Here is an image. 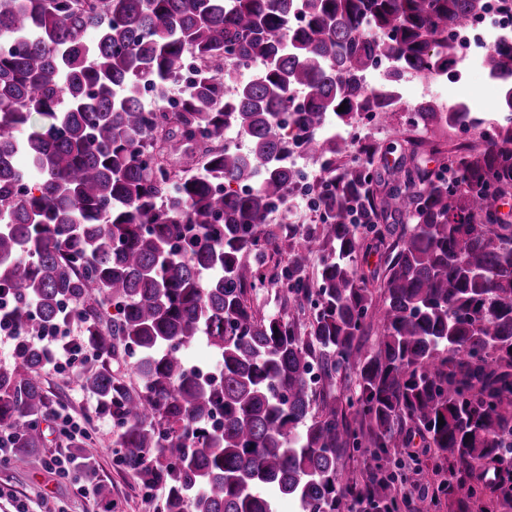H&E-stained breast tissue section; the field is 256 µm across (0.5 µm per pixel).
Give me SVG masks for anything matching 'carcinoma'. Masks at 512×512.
<instances>
[{
	"label": "carcinoma",
	"mask_w": 512,
	"mask_h": 512,
	"mask_svg": "<svg viewBox=\"0 0 512 512\" xmlns=\"http://www.w3.org/2000/svg\"><path fill=\"white\" fill-rule=\"evenodd\" d=\"M483 9L0 0V299L18 332L14 363L0 365V431L14 457L45 447L52 412L48 355L29 337L73 320L97 365L70 383L112 419L118 466L146 490L166 488L163 512H276V495L296 512H399L398 483L415 471L361 480L340 461L350 449L378 459L416 434L448 461V512H512V224L499 212L512 192V35L484 55L506 83L499 115L410 107V162L393 168L388 192L374 170L387 150L368 141L345 162L348 139L326 131L332 118L352 132L365 114L401 109L362 84L377 58L394 90L455 69L448 31ZM189 59L177 111L147 109L141 90L166 103ZM252 60L255 77L228 82ZM35 115L44 123L32 130ZM457 130L481 142L422 167ZM228 131L247 146L227 145ZM297 155L322 175L304 230L272 223ZM380 248V265L360 273ZM269 251L270 283L307 321L254 307L263 263L250 256ZM201 338L217 376L180 357ZM121 356L135 358L140 386L112 373Z\"/></svg>",
	"instance_id": "cac0c4a2"
}]
</instances>
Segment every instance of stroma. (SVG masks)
<instances>
[{
  "mask_svg": "<svg viewBox=\"0 0 512 512\" xmlns=\"http://www.w3.org/2000/svg\"><path fill=\"white\" fill-rule=\"evenodd\" d=\"M441 90L477 111L496 115L500 109L501 89L495 84H477L468 72H452L442 76ZM44 388L57 410H65L74 417L85 420L98 456L95 463L97 483L107 485L111 491L109 502L84 499L76 485L47 468L46 459L55 453H69L65 437L54 433L46 447L37 448L22 460L0 467V512H14L16 502H24L29 512H159L165 497L163 488L145 491L137 478L120 468L112 448L113 426L111 419L97 415L96 398L88 392L75 390L68 380L43 371ZM384 465L390 470L400 468L419 470V484L409 488L400 505V512H414V504L421 492L432 491L437 485L434 474L436 459L414 442L409 448L392 449Z\"/></svg>",
  "mask_w": 512,
  "mask_h": 512,
  "instance_id": "obj_1",
  "label": "stroma"
}]
</instances>
